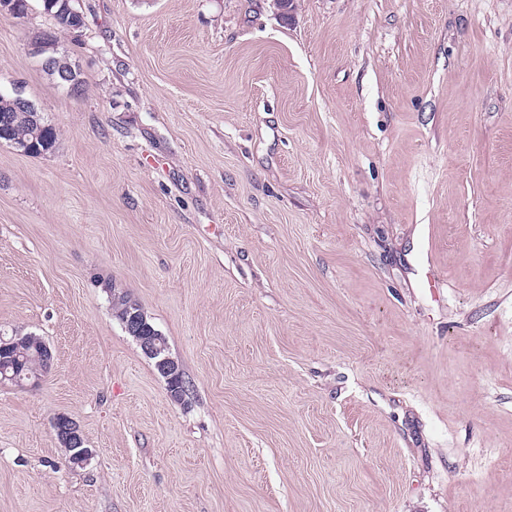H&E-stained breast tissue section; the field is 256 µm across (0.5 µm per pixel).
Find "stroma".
Listing matches in <instances>:
<instances>
[{
    "mask_svg": "<svg viewBox=\"0 0 512 512\" xmlns=\"http://www.w3.org/2000/svg\"><path fill=\"white\" fill-rule=\"evenodd\" d=\"M74 5L0 14L58 133L0 144V334L53 353L0 383V512H512V0ZM42 2L44 11L54 19L58 29L62 31L73 30L70 18L74 16V14L69 10V8L75 10L72 4L73 0H42ZM111 303L115 316L121 324L128 316L129 308L132 307L131 304L136 305L138 310L135 312L130 311V315L126 318L123 328L135 339L144 354L154 359L158 373L165 378L167 381L166 385L168 383L170 397L174 400H181L184 386L185 395L187 391L185 374L183 370L181 371L178 361L165 347L162 336H160L161 333L147 323L144 314L139 311H142L140 304L130 295L113 296ZM181 372H183L184 381ZM53 427L67 452L71 467H87L95 457V450L88 448L83 431L76 420L66 414L53 419Z\"/></svg>",
    "mask_w": 512,
    "mask_h": 512,
    "instance_id": "stroma-1",
    "label": "stroma"
}]
</instances>
